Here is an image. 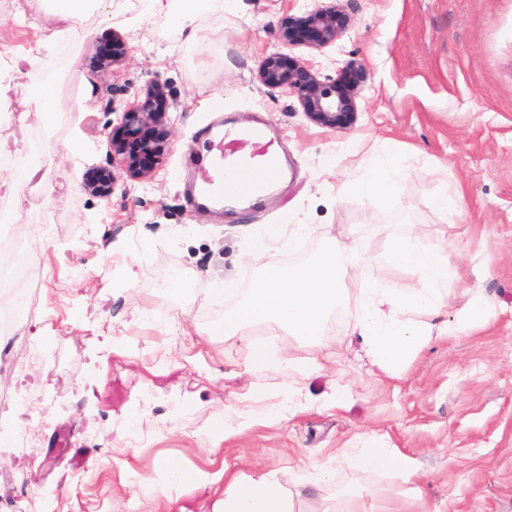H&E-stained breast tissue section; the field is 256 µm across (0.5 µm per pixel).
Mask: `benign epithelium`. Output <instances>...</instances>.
Listing matches in <instances>:
<instances>
[{
	"label": "benign epithelium",
	"instance_id": "benign-epithelium-1",
	"mask_svg": "<svg viewBox=\"0 0 512 512\" xmlns=\"http://www.w3.org/2000/svg\"><path fill=\"white\" fill-rule=\"evenodd\" d=\"M340 4L315 5L305 11V18L313 28L309 40L296 41L288 34L282 39L287 46L310 45L327 47L338 41L345 29L336 24ZM258 78L268 87L277 88L298 98L304 113L313 122L330 128H343L356 121V98L360 85L345 84L341 79L322 81L296 56L277 53L265 59L259 66ZM168 104L164 86L157 80L151 82L143 99L138 100L123 113L122 123H135L144 129L165 128L168 125ZM112 153V180L124 175L132 181L149 178L162 164L165 140H145L143 150L134 157L121 141L110 135Z\"/></svg>",
	"mask_w": 512,
	"mask_h": 512
}]
</instances>
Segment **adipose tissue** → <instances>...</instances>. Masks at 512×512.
<instances>
[{
	"instance_id": "ef3b65f1",
	"label": "adipose tissue",
	"mask_w": 512,
	"mask_h": 512,
	"mask_svg": "<svg viewBox=\"0 0 512 512\" xmlns=\"http://www.w3.org/2000/svg\"><path fill=\"white\" fill-rule=\"evenodd\" d=\"M386 236L387 266L417 272L421 285L393 289L379 277L362 285L353 331L377 368L392 377L427 344L431 331L457 335L471 326L483 305L478 302L461 311L455 323L442 321L450 294L447 252L423 249L394 229ZM370 261L364 240L358 237L333 242L321 257L297 268H265L243 302L225 317V335H236L248 324L273 321L320 345L324 319L340 305L346 281L356 280ZM213 512H294V506L283 497L277 472L269 471L249 479L231 476Z\"/></svg>"
}]
</instances>
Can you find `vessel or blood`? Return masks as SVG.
I'll list each match as a JSON object with an SVG mask.
<instances>
[{"label":"vessel or blood","mask_w":512,"mask_h":512,"mask_svg":"<svg viewBox=\"0 0 512 512\" xmlns=\"http://www.w3.org/2000/svg\"><path fill=\"white\" fill-rule=\"evenodd\" d=\"M275 141L274 132L264 126H210L204 152L191 178V194L197 205H220L229 197L259 201L288 169L274 146Z\"/></svg>","instance_id":"vessel-or-blood-1"}]
</instances>
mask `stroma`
Wrapping results in <instances>:
<instances>
[{
	"mask_svg": "<svg viewBox=\"0 0 512 512\" xmlns=\"http://www.w3.org/2000/svg\"><path fill=\"white\" fill-rule=\"evenodd\" d=\"M346 31L323 49L290 53L319 79L348 65L362 87L357 120L344 129L309 120L296 97L259 82L261 61L303 0H215L197 13L191 43L169 35V16L149 0H112V16L88 10L76 38L38 49L62 29L53 0H0V73L11 105L0 127L23 120L33 83L26 55L67 70L52 103L79 110L48 142L49 168L32 220L18 229L40 270L36 319L0 336V512H213L224 482L169 486L161 464L255 476L292 469L331 482L310 488V508L365 493L375 512H512V0H342ZM120 41V62L100 47ZM166 87L167 151L151 180L118 178L108 194L89 173L112 167L108 137L151 81ZM262 122L279 137L294 173L261 205L238 212L191 205L185 177L212 124ZM402 170L395 199L358 185L372 170ZM447 195L445 211L429 208ZM276 235L256 246L259 226ZM415 234L448 252L447 317L482 295L473 327L432 337L404 365L381 373L353 340V302L327 317L321 346L278 330L269 343L296 357L285 369L254 364V328L225 337V314L263 267H296L368 228L373 257L361 281L391 287L416 274L382 270L383 230ZM178 272L185 288L163 280ZM232 293L222 294L223 285ZM327 347L322 368L300 361ZM301 405L279 416L290 392ZM381 443L412 458L398 469L357 467Z\"/></svg>",
	"mask_w": 512,
	"mask_h": 512,
	"instance_id": "35a3bbf8",
	"label": "stroma"
}]
</instances>
